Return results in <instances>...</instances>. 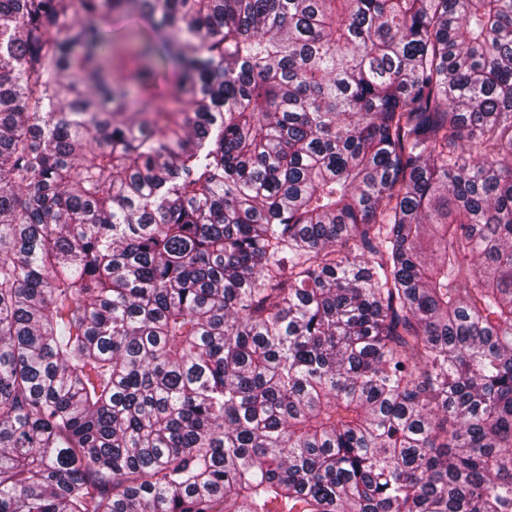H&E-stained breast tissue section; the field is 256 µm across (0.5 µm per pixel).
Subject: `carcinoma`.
Instances as JSON below:
<instances>
[{"instance_id":"cac0c4a2","label":"carcinoma","mask_w":512,"mask_h":512,"mask_svg":"<svg viewBox=\"0 0 512 512\" xmlns=\"http://www.w3.org/2000/svg\"><path fill=\"white\" fill-rule=\"evenodd\" d=\"M0 512H512V0H0Z\"/></svg>"}]
</instances>
